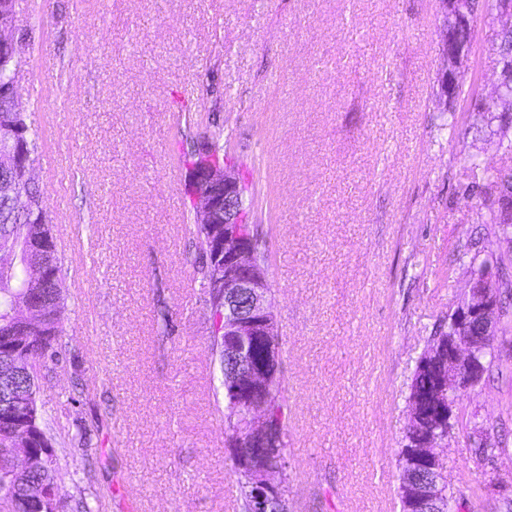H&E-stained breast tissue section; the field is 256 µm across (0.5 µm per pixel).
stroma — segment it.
Masks as SVG:
<instances>
[{
    "instance_id": "35a3bbf8",
    "label": "stroma",
    "mask_w": 512,
    "mask_h": 512,
    "mask_svg": "<svg viewBox=\"0 0 512 512\" xmlns=\"http://www.w3.org/2000/svg\"><path fill=\"white\" fill-rule=\"evenodd\" d=\"M39 135L63 361L40 385L57 491L90 512H242L180 153L219 134L269 251L288 400V512H400L410 376L496 240L464 187L512 168L499 13L438 104L439 0H15ZM436 451L464 512L512 499V333ZM90 447H82V428ZM499 449L480 460L474 440Z\"/></svg>"
}]
</instances>
